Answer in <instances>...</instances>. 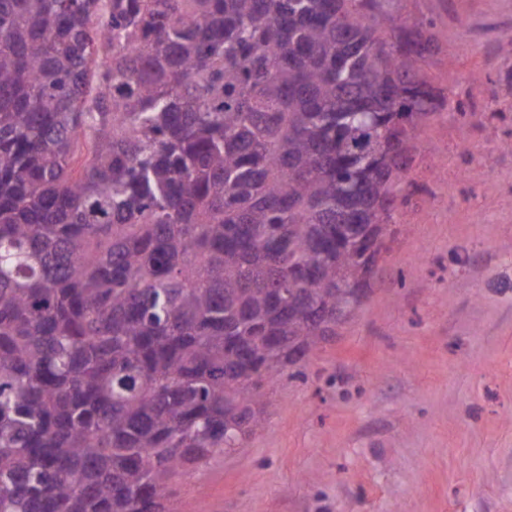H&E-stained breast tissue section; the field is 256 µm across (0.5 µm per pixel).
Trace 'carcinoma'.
<instances>
[{
    "instance_id": "cac0c4a2",
    "label": "carcinoma",
    "mask_w": 512,
    "mask_h": 512,
    "mask_svg": "<svg viewBox=\"0 0 512 512\" xmlns=\"http://www.w3.org/2000/svg\"><path fill=\"white\" fill-rule=\"evenodd\" d=\"M394 4L0 0V512H173L336 335L442 105Z\"/></svg>"
}]
</instances>
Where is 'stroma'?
Masks as SVG:
<instances>
[{
    "label": "stroma",
    "mask_w": 512,
    "mask_h": 512,
    "mask_svg": "<svg viewBox=\"0 0 512 512\" xmlns=\"http://www.w3.org/2000/svg\"><path fill=\"white\" fill-rule=\"evenodd\" d=\"M440 108L359 307L178 512H512V0H396Z\"/></svg>",
    "instance_id": "35a3bbf8"
}]
</instances>
